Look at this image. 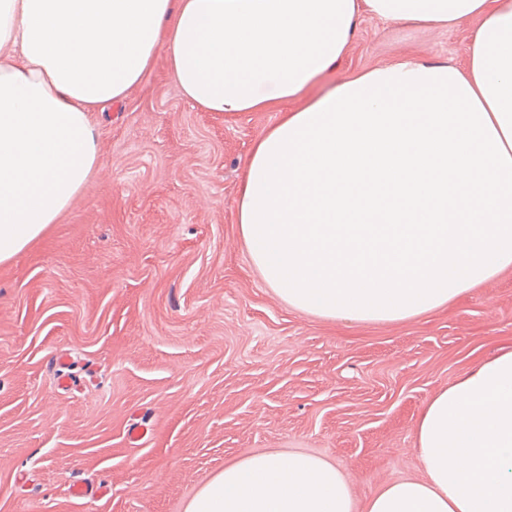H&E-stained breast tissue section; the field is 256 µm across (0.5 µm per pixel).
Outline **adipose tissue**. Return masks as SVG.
<instances>
[{"mask_svg": "<svg viewBox=\"0 0 512 512\" xmlns=\"http://www.w3.org/2000/svg\"><path fill=\"white\" fill-rule=\"evenodd\" d=\"M470 25L465 66L404 58L339 80L253 144L236 222L264 282L329 320L399 322L512 268V0H0V262L94 170L89 115L165 54L207 112H259L335 70L363 14ZM424 475L365 512H512V350L437 391ZM184 512H355L346 474L299 451L244 456Z\"/></svg>", "mask_w": 512, "mask_h": 512, "instance_id": "ef3b65f1", "label": "adipose tissue"}]
</instances>
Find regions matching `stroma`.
Instances as JSON below:
<instances>
[{
	"instance_id": "35a3bbf8",
	"label": "stroma",
	"mask_w": 512,
	"mask_h": 512,
	"mask_svg": "<svg viewBox=\"0 0 512 512\" xmlns=\"http://www.w3.org/2000/svg\"><path fill=\"white\" fill-rule=\"evenodd\" d=\"M468 48L465 26L365 16L303 98L403 57L461 65ZM284 110L203 111L161 55L91 113L94 172L0 263V512H183L225 465L274 449L336 463L362 503L420 475L430 397L512 348V269L396 323L308 315L266 285L235 209L251 147ZM62 350L94 382L57 389ZM79 482L107 493L75 499Z\"/></svg>"
}]
</instances>
